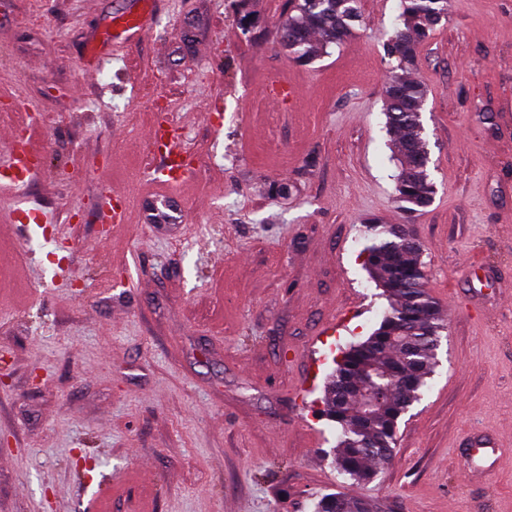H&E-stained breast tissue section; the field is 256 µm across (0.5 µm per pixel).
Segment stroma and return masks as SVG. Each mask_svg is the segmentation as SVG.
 Segmentation results:
<instances>
[{"mask_svg":"<svg viewBox=\"0 0 512 512\" xmlns=\"http://www.w3.org/2000/svg\"><path fill=\"white\" fill-rule=\"evenodd\" d=\"M126 2L0 0V128L26 104L46 147L0 225L28 201L49 217L0 237L17 271L0 296V512H315L336 492L375 512H512V0H448L420 49L436 193L412 214L383 113L400 0H361L351 36L309 63L281 47L287 0H159L140 37L104 40ZM278 72L291 101L264 96ZM157 95L197 160L173 231L150 217L142 149ZM113 186L134 207L105 246ZM369 220L421 243L447 330L391 463L356 483L319 408L340 348L388 307L354 245ZM474 260L498 274L480 303ZM470 428L499 438L493 475L458 463Z\"/></svg>","mask_w":512,"mask_h":512,"instance_id":"1","label":"stroma"}]
</instances>
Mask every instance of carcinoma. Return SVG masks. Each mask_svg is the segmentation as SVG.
<instances>
[{"label":"carcinoma","mask_w":512,"mask_h":512,"mask_svg":"<svg viewBox=\"0 0 512 512\" xmlns=\"http://www.w3.org/2000/svg\"><path fill=\"white\" fill-rule=\"evenodd\" d=\"M447 0H402L400 24L385 44L396 61L385 91L387 125L397 161L396 191L408 213L428 207L435 185L421 122L426 93L408 76L418 49L445 17ZM360 16L358 0H290L281 24L288 54L305 62L317 59L352 32ZM373 243L364 267L389 301L379 327L365 340L342 350L325 386L322 414L337 424L334 462L340 474L367 481L394 454L398 420L419 400L436 366L443 314L429 294L419 242L395 227L365 226ZM316 512H373L364 498L327 494Z\"/></svg>","instance_id":"carcinoma-1"}]
</instances>
